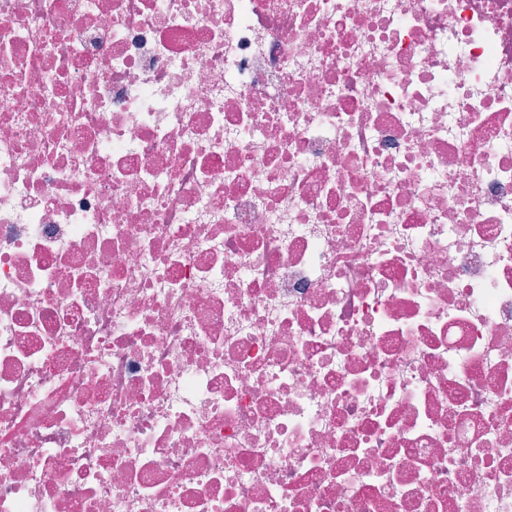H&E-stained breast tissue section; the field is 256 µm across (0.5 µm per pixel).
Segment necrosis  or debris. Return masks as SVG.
<instances>
[{
  "label": "necrosis or debris",
  "instance_id": "necrosis-or-debris-1",
  "mask_svg": "<svg viewBox=\"0 0 512 512\" xmlns=\"http://www.w3.org/2000/svg\"><path fill=\"white\" fill-rule=\"evenodd\" d=\"M0 512H512V0H0Z\"/></svg>",
  "mask_w": 512,
  "mask_h": 512
}]
</instances>
